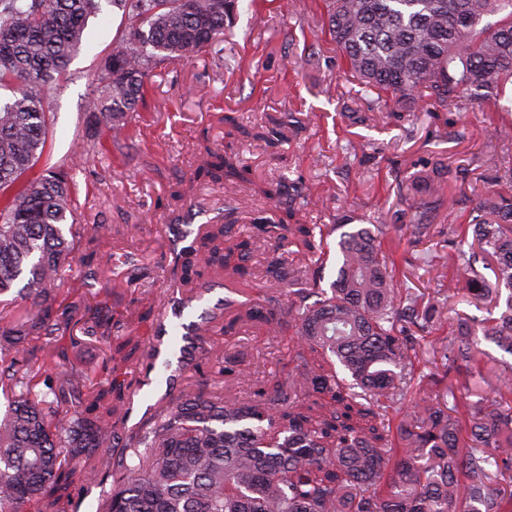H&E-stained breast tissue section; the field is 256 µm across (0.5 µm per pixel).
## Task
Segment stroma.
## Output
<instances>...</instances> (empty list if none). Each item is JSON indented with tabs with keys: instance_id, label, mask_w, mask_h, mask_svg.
Returning <instances> with one entry per match:
<instances>
[{
	"instance_id": "obj_1",
	"label": "stroma",
	"mask_w": 512,
	"mask_h": 512,
	"mask_svg": "<svg viewBox=\"0 0 512 512\" xmlns=\"http://www.w3.org/2000/svg\"><path fill=\"white\" fill-rule=\"evenodd\" d=\"M323 0H238L235 19L222 42L194 63L172 61L153 68L146 103L128 113L112 134L89 118L84 102L96 90V72L117 37L128 27L121 11L104 6L90 19L85 40L72 60L68 79L47 95L49 124L45 152L33 169L79 157L72 172V206L78 218L74 248L62 271V288L80 287L89 257L107 303L116 312L138 295L163 303L169 264L165 230L189 206L219 212V221L248 237L257 218L273 223L279 211L261 187L302 181L310 203L298 214L304 224H337L381 230L388 270L398 287L446 299L452 310L487 317L491 304L472 305L456 290L457 269L448 262L452 230L471 221L472 200L493 178L512 177V141L499 129L512 125V88L470 109H401L358 91L342 53L322 25ZM311 63H301L304 55ZM293 116L296 131L276 146L243 138L269 118ZM238 155L249 167L248 181L231 183L197 175L206 151ZM466 168L463 180L438 187L430 176L436 164ZM419 179L422 198L436 201L431 228L416 237L406 225L418 199L401 184ZM459 198L449 207V198ZM145 264L140 286L122 253ZM260 254H253L244 278L212 276L214 287L203 305L235 291L261 300L266 292ZM203 305L188 312L196 317ZM289 335H268L257 322L225 335L216 329L208 343L226 355L244 353L256 374L281 370Z\"/></svg>"
}]
</instances>
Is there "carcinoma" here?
Returning a JSON list of instances; mask_svg holds the SVG:
<instances>
[{
  "label": "carcinoma",
  "mask_w": 512,
  "mask_h": 512,
  "mask_svg": "<svg viewBox=\"0 0 512 512\" xmlns=\"http://www.w3.org/2000/svg\"><path fill=\"white\" fill-rule=\"evenodd\" d=\"M102 0H0V194L38 162L46 146L44 99L67 78L90 18ZM131 15L96 75L85 111L112 128L145 98L149 71L192 61L224 37L237 0H107ZM326 25L359 87L398 103L457 108L499 95L512 84V0H326ZM498 15L494 23L485 17ZM215 180H247L235 155L207 153L199 168ZM72 175L52 168L0 199V295L26 279L30 308L0 301V512H79L78 491L112 480L109 512H512V401L463 400L459 387L482 359L479 338L512 356V192L475 203L473 224L448 239V261L463 274L466 297L495 294L498 312L459 316L433 352L443 373L424 380L452 400L431 403L403 381L420 337L446 320V303H418L387 272L369 229L344 231L330 290L318 287L323 237L318 225L290 223L288 199L268 238L237 240L214 225L190 254L173 257L171 288L189 299L210 291L207 268L241 275L255 250L265 253L269 292L248 305L226 296L205 327L234 332L257 321L274 336L294 330L288 371L266 378L189 357L169 379L157 409L130 422L135 390L128 367L146 366L132 308L110 311L77 290L54 293L72 251L61 225L75 220ZM434 207H415L409 228L427 233ZM477 246L464 248L467 237ZM295 247L306 263L288 261ZM491 276H486L485 271ZM288 282V302L278 285ZM98 342L100 366L80 367L56 344L73 335ZM249 382L242 396L233 385ZM408 401L414 411L394 425L379 408ZM67 404L74 416L60 418Z\"/></svg>",
  "instance_id": "1"
}]
</instances>
